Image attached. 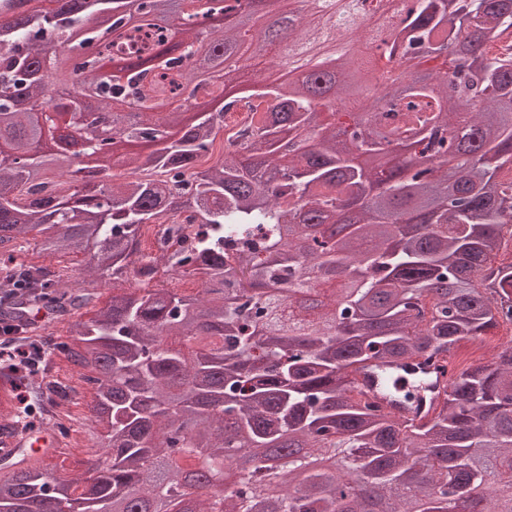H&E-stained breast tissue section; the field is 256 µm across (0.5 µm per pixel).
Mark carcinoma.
<instances>
[{
    "label": "carcinoma",
    "instance_id": "carcinoma-1",
    "mask_svg": "<svg viewBox=\"0 0 512 512\" xmlns=\"http://www.w3.org/2000/svg\"><path fill=\"white\" fill-rule=\"evenodd\" d=\"M54 8L0 18V266L27 291L0 294V327L27 346L68 326L64 353L94 391L92 447L101 472L67 478L0 457V512H136L161 501L178 512H354L356 487L389 512H512V341L488 364L465 358L424 422H400L357 395L351 375L445 358L461 342L483 346L512 317V261L495 263L512 224V0H415L379 61L390 82L367 90L379 112H352L357 56L326 52L318 74L252 82L272 113L253 118L234 151L195 170L221 118L237 109V81H218L224 56L252 49L238 27H215L240 0H50ZM297 15L268 28L259 49L302 51L352 34ZM154 45L114 55L133 32ZM82 35L93 57L88 85L107 108L133 98L140 123L89 120L83 99L55 98L62 61L52 42ZM205 44L192 68L182 44ZM441 66L420 79L413 69ZM104 62L112 74L98 81ZM138 68L136 75L130 69ZM194 85V111L174 106ZM41 101L38 115L28 107ZM71 114L87 162L58 194L49 172L65 157L36 144L54 115ZM393 143L416 154L388 158ZM118 166L131 178L111 180ZM153 170L156 179L137 176ZM190 173V180L181 174ZM189 211L196 241L139 268L143 226ZM38 252L88 255L101 277L130 275L87 319L97 294L67 288L46 266L17 260L18 240ZM201 280L193 297L146 288L158 271ZM25 389L13 423L43 422L54 379L45 363L0 366ZM298 451L281 464L264 448ZM244 450L254 465L235 487L224 468ZM303 475L294 485V475Z\"/></svg>",
    "mask_w": 512,
    "mask_h": 512
}]
</instances>
